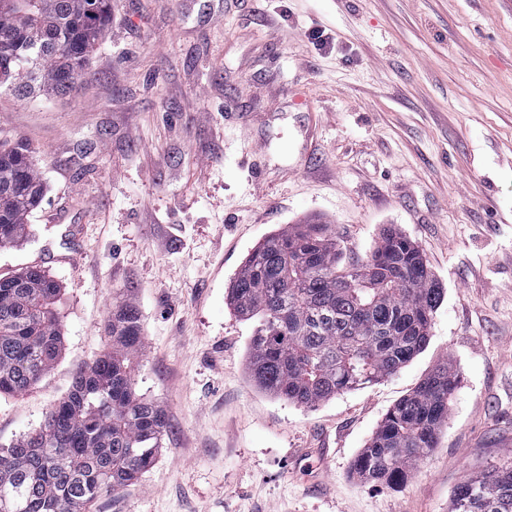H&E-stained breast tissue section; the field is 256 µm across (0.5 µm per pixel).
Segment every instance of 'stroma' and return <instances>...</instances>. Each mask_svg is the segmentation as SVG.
<instances>
[{
	"label": "stroma",
	"mask_w": 512,
	"mask_h": 512,
	"mask_svg": "<svg viewBox=\"0 0 512 512\" xmlns=\"http://www.w3.org/2000/svg\"><path fill=\"white\" fill-rule=\"evenodd\" d=\"M17 139L46 190L0 277L57 280L64 339L36 386L0 395V444L39 428L124 303L136 391L166 413L153 463L96 512H450L460 482L512 461V0H112L74 92L0 95ZM306 220L347 263L396 228L444 290L421 354L313 409L254 384L255 324L226 301L252 248ZM447 359L430 455L395 487L358 475Z\"/></svg>",
	"instance_id": "stroma-1"
}]
</instances>
